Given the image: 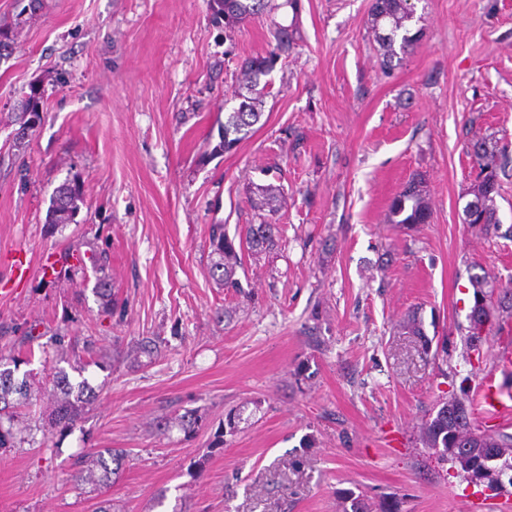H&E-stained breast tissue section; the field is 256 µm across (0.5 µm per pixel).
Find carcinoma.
I'll use <instances>...</instances> for the list:
<instances>
[{"mask_svg": "<svg viewBox=\"0 0 512 512\" xmlns=\"http://www.w3.org/2000/svg\"><path fill=\"white\" fill-rule=\"evenodd\" d=\"M270 0H227L217 14L224 18V27L233 28L262 13ZM415 15V4L410 0H374L368 16V28L377 44V52L383 67L390 69L394 62L401 61L416 45L421 30H412L410 22ZM275 46L265 56L255 57L246 63L242 83L234 91L239 99L238 107L224 113V135L222 147L229 151L244 140L262 116L264 94L258 89L260 78L268 75L281 54L288 52L291 33L285 28L274 31ZM469 154L473 159L475 176L467 195L481 204L467 224L487 233L500 229L496 196L500 194V175L505 173L509 157L479 138L470 142ZM278 188L266 186L260 199L252 201L255 211L271 207L277 197ZM82 201L81 186L77 183L60 186L49 209V223L70 224L74 221ZM433 216L425 179L414 175L395 194L388 206L387 222L390 224H428ZM282 237L279 225L266 220L258 224H244L234 235H229L226 226L213 224L209 242L211 254L217 256L211 265L212 276L226 290L240 291L241 282L237 269L243 268L244 256L270 253L280 247ZM473 288V305L468 315L469 327L464 340L466 351H475L481 342L480 330L491 321V317L512 318V287H503L485 275L475 274L470 278ZM406 333L416 337L424 349H429L431 339L425 334L420 320L409 315L403 321ZM53 388L60 391L56 398L55 421L61 428L73 424L76 408L69 399L72 385L66 372L59 370L53 375ZM27 384L16 382L11 371L0 370V448L14 444V409L27 400ZM18 399H13V396ZM423 447L434 451L439 459L449 461L457 467L463 477L487 484L497 491L503 489L496 479L492 458L503 453L512 455V434L504 430L489 433L479 429L473 420V406L469 395L464 393L438 402L422 420L419 427ZM127 454L115 448H98L81 459L72 478L79 485L101 486L120 477Z\"/></svg>", "mask_w": 512, "mask_h": 512, "instance_id": "cac0c4a2", "label": "carcinoma"}]
</instances>
